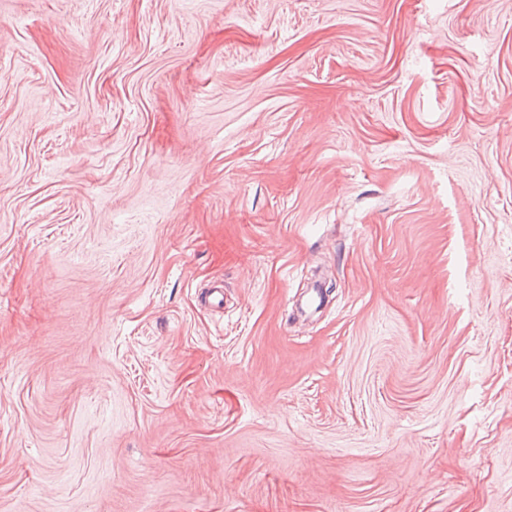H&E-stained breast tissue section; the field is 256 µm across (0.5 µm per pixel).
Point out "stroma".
Instances as JSON below:
<instances>
[{"mask_svg":"<svg viewBox=\"0 0 512 512\" xmlns=\"http://www.w3.org/2000/svg\"><path fill=\"white\" fill-rule=\"evenodd\" d=\"M0 512H512V0H0Z\"/></svg>","mask_w":512,"mask_h":512,"instance_id":"1","label":"stroma"}]
</instances>
